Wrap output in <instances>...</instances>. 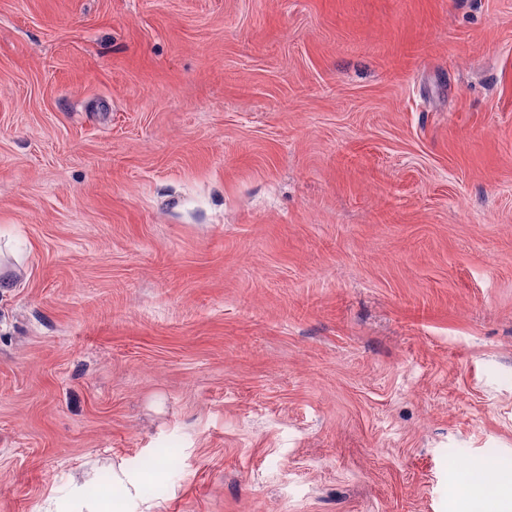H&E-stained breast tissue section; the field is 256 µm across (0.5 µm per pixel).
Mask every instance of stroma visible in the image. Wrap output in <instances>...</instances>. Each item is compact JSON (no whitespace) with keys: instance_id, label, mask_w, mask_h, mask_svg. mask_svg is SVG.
Returning <instances> with one entry per match:
<instances>
[{"instance_id":"1","label":"stroma","mask_w":512,"mask_h":512,"mask_svg":"<svg viewBox=\"0 0 512 512\" xmlns=\"http://www.w3.org/2000/svg\"><path fill=\"white\" fill-rule=\"evenodd\" d=\"M512 504V0H0V512ZM134 485L128 472L120 467L112 469V507L114 512H136L135 496H132L127 484Z\"/></svg>"}]
</instances>
